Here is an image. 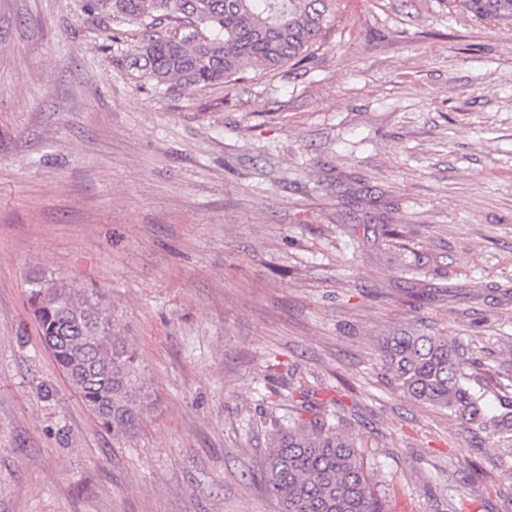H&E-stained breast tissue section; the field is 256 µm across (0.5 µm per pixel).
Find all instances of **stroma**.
I'll return each mask as SVG.
<instances>
[{
  "label": "stroma",
  "instance_id": "obj_1",
  "mask_svg": "<svg viewBox=\"0 0 512 512\" xmlns=\"http://www.w3.org/2000/svg\"><path fill=\"white\" fill-rule=\"evenodd\" d=\"M83 0H0V512H279L282 419L335 410L387 512H512V458L396 393L407 326L512 401V24L336 0L311 58L165 90ZM102 295L148 394L115 441L45 348L28 281Z\"/></svg>",
  "mask_w": 512,
  "mask_h": 512
}]
</instances>
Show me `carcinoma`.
<instances>
[{
	"instance_id": "carcinoma-1",
	"label": "carcinoma",
	"mask_w": 512,
	"mask_h": 512,
	"mask_svg": "<svg viewBox=\"0 0 512 512\" xmlns=\"http://www.w3.org/2000/svg\"><path fill=\"white\" fill-rule=\"evenodd\" d=\"M334 0H84L101 35L141 31L128 59L158 86L206 87L238 82L308 58L326 28ZM480 20L512 21V0H459ZM177 23L175 33L160 30ZM28 302L71 388L112 438L135 432L147 407L136 351L116 330L101 300L57 285L31 282ZM403 397L476 424L512 447V402L489 416L468 386L472 365L460 346L435 332L401 328L378 343L376 358ZM280 512H386L356 440L324 421L294 413L271 434L257 468Z\"/></svg>"
}]
</instances>
